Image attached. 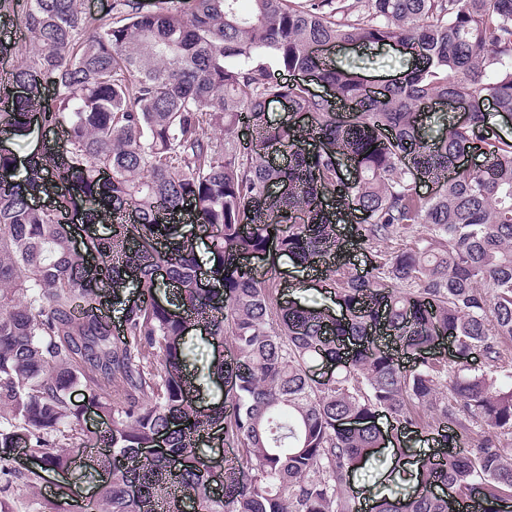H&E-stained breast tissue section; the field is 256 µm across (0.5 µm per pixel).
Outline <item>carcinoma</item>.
I'll list each match as a JSON object with an SVG mask.
<instances>
[{"mask_svg": "<svg viewBox=\"0 0 512 512\" xmlns=\"http://www.w3.org/2000/svg\"><path fill=\"white\" fill-rule=\"evenodd\" d=\"M241 2L183 13L113 0L94 24L78 0H0L25 28L0 56L36 47L0 88V128L22 136L35 118L52 134L23 156L0 147V472L20 471V444L71 468L60 441L84 433L81 387L111 424L88 444L112 449L94 512H182L187 500L193 512H358L350 476L386 441L383 413L478 440L372 512H448L450 494L509 512L512 139L486 105L512 116V0ZM392 44L406 71L374 92L363 70ZM317 45L359 58L327 64ZM282 98L288 122H268ZM448 98L469 121L425 128L427 105ZM467 153L484 164L461 167ZM341 224L369 275L327 265ZM271 255L324 267L341 316L283 304L276 278L244 264ZM128 282L133 306L120 299ZM109 296L118 335L101 316ZM189 316L231 339L207 367L221 402L185 373ZM444 337L451 357L436 352ZM317 361L333 378L311 375ZM159 435L166 450L143 456ZM226 441L238 454L224 493L201 446Z\"/></svg>", "mask_w": 512, "mask_h": 512, "instance_id": "1", "label": "carcinoma"}]
</instances>
